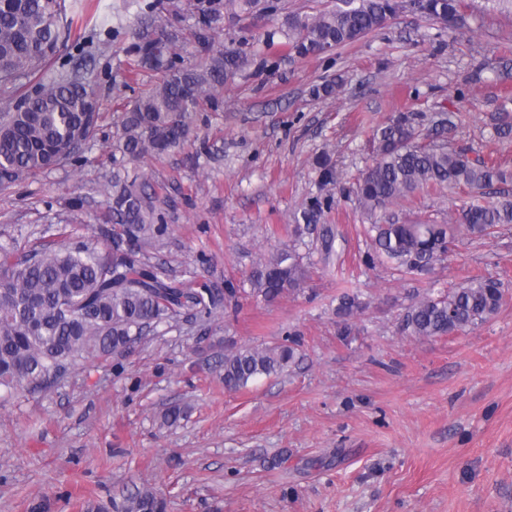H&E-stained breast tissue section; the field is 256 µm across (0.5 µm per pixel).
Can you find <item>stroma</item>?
<instances>
[{"instance_id":"1","label":"stroma","mask_w":512,"mask_h":512,"mask_svg":"<svg viewBox=\"0 0 512 512\" xmlns=\"http://www.w3.org/2000/svg\"><path fill=\"white\" fill-rule=\"evenodd\" d=\"M66 39L32 75L0 88L14 109L60 72L93 86L101 119L79 161L0 189V245L94 242L111 220L117 125L130 100L159 79L137 68L117 16H152L174 39L182 65L207 46L246 43L251 64L190 120L184 149L128 165L156 191L168 229L148 252L180 280L216 292L245 288L256 264L290 244L289 224L318 195L315 155L329 153L341 186L372 160L373 131L402 112L424 117L464 106L457 147L512 169V139L491 138V116L512 113V11L465 0L464 28L405 8L384 28L332 52L300 59L266 48L271 17L224 20L197 39L200 0H62ZM336 81L333 96L312 85ZM465 103H458L457 92ZM457 189H424L378 221L454 223ZM325 222L338 259L311 257L298 290L274 302L242 296L206 321L162 325L128 352L85 363L50 388L0 389V512H88L131 484L162 493L167 512H512V226L491 238L458 237L429 273L367 267L368 219L336 195ZM473 277L504 290L499 310L475 328L418 337L406 307L426 291ZM358 289L362 312L340 335L337 295ZM297 333L296 358L229 392L216 364L226 342L272 346ZM175 404L188 414L162 424Z\"/></svg>"}]
</instances>
